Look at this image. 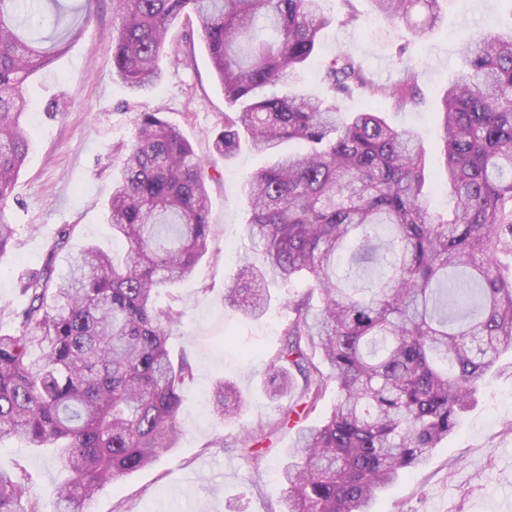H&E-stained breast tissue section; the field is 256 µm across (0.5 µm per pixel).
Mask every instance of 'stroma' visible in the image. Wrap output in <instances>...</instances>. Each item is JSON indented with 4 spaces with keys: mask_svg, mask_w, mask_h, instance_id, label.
Masks as SVG:
<instances>
[{
    "mask_svg": "<svg viewBox=\"0 0 512 512\" xmlns=\"http://www.w3.org/2000/svg\"><path fill=\"white\" fill-rule=\"evenodd\" d=\"M328 15L352 11L356 20L328 27L309 63L289 81L288 91L320 94L325 65L343 52L357 55L379 83L402 79L405 67L419 72L421 105L387 111L389 122L422 138L437 154V107L444 89L462 66V42L489 30L512 27V0H448L445 22L427 38L409 40L405 29L380 16L372 0H323ZM77 24L82 36L52 64L28 81L31 110L22 121L30 152L15 183L14 203L6 210L14 224L13 241L0 256V326L12 323V310L25 299L18 290L22 273L40 269L59 227L75 225L66 248L55 259L56 275L70 260L96 244L112 250L105 211L119 159L114 144L131 140L135 113L154 111L187 137L194 151L214 159L209 184L211 252L188 279L161 291L160 304L184 313L171 340L194 366V380L183 392L179 414L182 439L150 468L104 486L90 512H278L279 468L296 445V431L275 429L283 407L295 394L272 400L265 394L266 368L283 343L289 291L271 290L267 314L253 319L224 305L239 261L250 250L243 235L250 212L243 181L264 167L266 156L241 150L217 157L214 141L224 128V89L214 79L202 44H194L192 65L177 64L172 53L160 59L162 77L144 97L130 94L112 74V0H77L62 27ZM234 382L247 399L239 416L220 421L206 401L216 380ZM272 427L258 462L231 449L258 425ZM512 354L498 361L476 404L459 427L431 451L423 466L392 485L374 512H512ZM0 470L25 471L50 512L51 491L59 476L49 457L18 439L0 442Z\"/></svg>",
    "mask_w": 512,
    "mask_h": 512,
    "instance_id": "stroma-1",
    "label": "stroma"
}]
</instances>
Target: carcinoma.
I'll return each instance as SVG.
<instances>
[{
  "label": "carcinoma",
  "mask_w": 512,
  "mask_h": 512,
  "mask_svg": "<svg viewBox=\"0 0 512 512\" xmlns=\"http://www.w3.org/2000/svg\"><path fill=\"white\" fill-rule=\"evenodd\" d=\"M380 14L422 38L441 21L440 0H372ZM112 73L133 95L161 77L171 27L197 20L224 87V159L242 145L274 158L251 173L243 260L224 303L261 317L270 286L300 282L288 298L284 342L270 359L267 396L301 388L275 427L336 403L297 430V455L281 466L280 512H372L376 499L419 468L455 430L501 355L512 352V30H487L462 47L467 67L445 88L440 161L451 211L429 208L427 151L410 129L372 105L343 112L355 90L395 110L421 103L413 67L379 85L343 52L325 70L324 93L283 87L332 23L321 0H112ZM41 0H0V255L14 236L5 220L28 154L20 118L27 79L63 51L41 47ZM135 138L113 152L120 169L107 205L121 261L84 248L66 277L54 260L76 225L64 224L42 269L22 275L25 305L0 330V441L48 449L64 479L52 512H87L107 483L177 447L183 389L194 367L171 357L182 310L157 303L209 252L207 162L157 112L135 114ZM291 141L303 145L282 152ZM210 413L246 406L217 380ZM269 435L259 426L224 442L249 461ZM0 512H42L22 471H0Z\"/></svg>",
  "instance_id": "cac0c4a2"
}]
</instances>
